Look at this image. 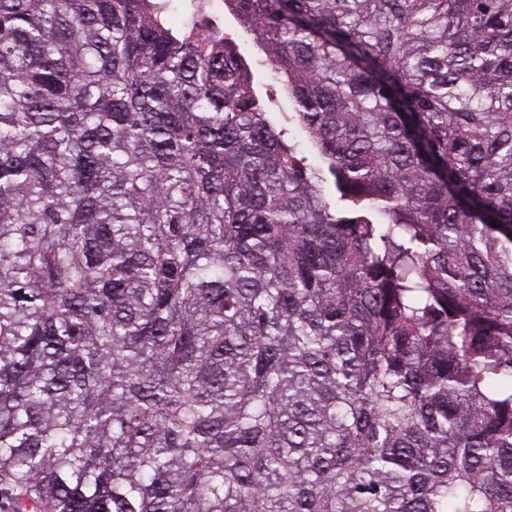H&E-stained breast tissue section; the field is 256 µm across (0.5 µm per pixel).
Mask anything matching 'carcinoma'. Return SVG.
<instances>
[{
    "mask_svg": "<svg viewBox=\"0 0 512 512\" xmlns=\"http://www.w3.org/2000/svg\"><path fill=\"white\" fill-rule=\"evenodd\" d=\"M225 3L0 0V485L512 512V0ZM240 54L248 61L252 68L255 80L263 84L262 92L266 90L272 100V109L274 112H286L280 103H284V95L280 85L271 79L268 69L265 66L266 56L261 54L254 44L253 39H247L236 44Z\"/></svg>",
    "mask_w": 512,
    "mask_h": 512,
    "instance_id": "carcinoma-1",
    "label": "carcinoma"
}]
</instances>
